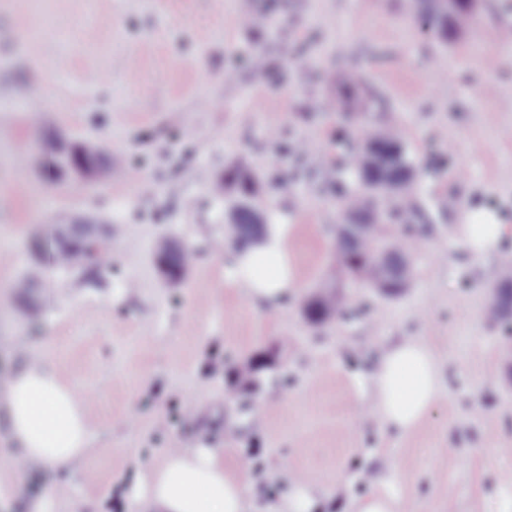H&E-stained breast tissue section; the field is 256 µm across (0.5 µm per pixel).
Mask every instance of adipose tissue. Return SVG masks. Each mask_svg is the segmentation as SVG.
I'll return each mask as SVG.
<instances>
[{"label":"adipose tissue","mask_w":512,"mask_h":512,"mask_svg":"<svg viewBox=\"0 0 512 512\" xmlns=\"http://www.w3.org/2000/svg\"><path fill=\"white\" fill-rule=\"evenodd\" d=\"M284 225L271 224L256 245L235 251L236 286L251 304L283 312L302 294L288 259ZM439 362L421 336H405L381 350L366 396L356 398L348 425L366 422L407 433L446 399ZM0 413L7 438L29 467L74 469L88 452L92 424L84 399L60 378L42 351L0 380ZM252 485L224 468V451L212 446L171 448L165 462L131 491L137 512H245Z\"/></svg>","instance_id":"adipose-tissue-1"}]
</instances>
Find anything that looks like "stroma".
<instances>
[{"label":"stroma","instance_id":"stroma-1","mask_svg":"<svg viewBox=\"0 0 512 512\" xmlns=\"http://www.w3.org/2000/svg\"><path fill=\"white\" fill-rule=\"evenodd\" d=\"M17 2L0 0L10 36L0 42V373L22 364L12 343L23 336L48 344L64 383L91 399V448L58 474V512H134L135 478L167 449L204 440L224 447L225 469L249 467L259 491L248 512H278L293 472L348 512L368 471L420 512H512L501 479L512 472V333L481 315L498 263L473 258L453 232L485 211L512 249V52L489 66L476 56L480 30L512 27V0H483L475 27L447 47L408 22L406 0H251L274 18L266 28L239 22V0ZM255 56L265 71H253ZM351 69L377 112L401 124L421 169L423 246L410 293L350 289L347 317L315 331L301 307L274 315L242 297L216 252L224 202L212 181L234 161L267 174L296 164L299 187L280 202L266 195L264 208L292 225L290 260L311 292L338 219L322 167L352 145L340 111L324 104ZM265 95L276 110L254 111ZM59 138L99 146L120 177L99 184L18 165ZM301 140L311 148L299 157ZM58 224L111 225L108 267L85 260L20 296L15 281L37 263L33 238ZM162 236L194 252L180 283L158 266ZM397 336L427 337L448 396L410 434L374 422L351 432L350 404ZM227 356L262 361L255 391L213 370ZM386 459L398 478L383 474ZM341 470L350 482L339 488ZM46 479L19 460L0 420V512H27Z\"/></svg>","mask_w":512,"mask_h":512}]
</instances>
